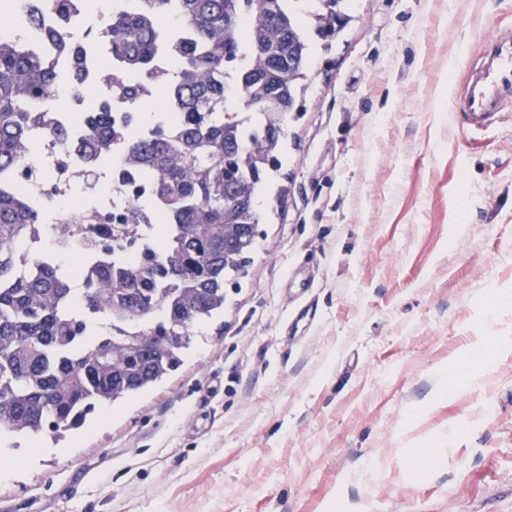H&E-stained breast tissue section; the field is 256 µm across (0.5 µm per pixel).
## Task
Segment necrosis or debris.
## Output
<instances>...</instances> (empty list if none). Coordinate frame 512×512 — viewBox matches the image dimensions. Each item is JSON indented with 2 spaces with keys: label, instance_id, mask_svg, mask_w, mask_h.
Segmentation results:
<instances>
[{
  "label": "necrosis or debris",
  "instance_id": "1",
  "mask_svg": "<svg viewBox=\"0 0 512 512\" xmlns=\"http://www.w3.org/2000/svg\"><path fill=\"white\" fill-rule=\"evenodd\" d=\"M111 14L112 0H81L77 10L79 28L96 35L84 54V89L76 93L68 83H59L35 105L36 113L47 125L65 128L75 143L85 136L84 112L96 102L111 99L113 121L123 122L126 115L125 103L112 96V77L125 76L126 71L113 60L104 35ZM29 15V0H0V39L23 41L56 72L68 71V60L55 43L43 36L44 30L55 27L58 21L54 0H41L40 25H32ZM126 181L135 184V196L124 192L122 184ZM0 182L33 202L40 214L38 223L31 225L26 237L15 247L17 267H26L31 258L39 257L55 265H66L81 282L94 276L99 265L108 261V254L90 247L89 241L108 237L111 227L79 223V216L91 212L108 216L126 210L132 199L145 200L152 194L150 182L140 172L130 171L121 178L116 170L107 167L88 172L75 166L42 131L38 132L33 154L26 159L21 172H5Z\"/></svg>",
  "mask_w": 512,
  "mask_h": 512
}]
</instances>
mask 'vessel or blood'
<instances>
[{
	"instance_id": "b4317fda",
	"label": "vessel or blood",
	"mask_w": 512,
	"mask_h": 512,
	"mask_svg": "<svg viewBox=\"0 0 512 512\" xmlns=\"http://www.w3.org/2000/svg\"><path fill=\"white\" fill-rule=\"evenodd\" d=\"M487 65L471 71L459 109L468 123L484 127L496 118L503 95L512 92V35L495 33L485 41Z\"/></svg>"
}]
</instances>
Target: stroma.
<instances>
[{
	"label": "stroma",
	"instance_id": "1",
	"mask_svg": "<svg viewBox=\"0 0 512 512\" xmlns=\"http://www.w3.org/2000/svg\"><path fill=\"white\" fill-rule=\"evenodd\" d=\"M311 48L248 274L183 365L0 460V512H512V0H351ZM490 62L471 71L459 109L471 126H488L498 115L502 96L512 92V35L494 33L485 40Z\"/></svg>",
	"mask_w": 512,
	"mask_h": 512
}]
</instances>
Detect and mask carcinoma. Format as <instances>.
Here are the masks:
<instances>
[{"instance_id":"obj_1","label":"carcinoma","mask_w":512,"mask_h":512,"mask_svg":"<svg viewBox=\"0 0 512 512\" xmlns=\"http://www.w3.org/2000/svg\"><path fill=\"white\" fill-rule=\"evenodd\" d=\"M70 82L81 89L88 36L77 29L78 0H55ZM348 0H310L299 14L286 0H141L113 11L106 27L112 56L139 76L112 81L128 124L112 122L110 101L89 113L87 134L71 159L98 166L109 145L125 141L117 168L146 173L152 196L112 215L107 253L136 250L142 225L168 227L158 249L131 266L104 264L81 287L41 259L20 271L14 245L38 222L33 207L0 191V447L15 437L55 441L84 430L104 404L123 401L176 370L190 329L224 311L227 278L243 275L250 235L260 224L257 198L281 169L284 116L295 109L310 64L309 45L336 39V15ZM177 9L193 39L180 45L169 78L175 126L157 113L144 121L146 82L154 78L160 29ZM57 82L48 63L19 42L0 40V170L19 168L31 152L33 104Z\"/></svg>"}]
</instances>
